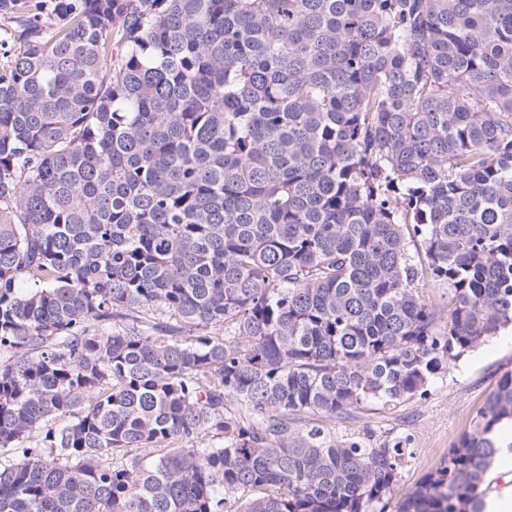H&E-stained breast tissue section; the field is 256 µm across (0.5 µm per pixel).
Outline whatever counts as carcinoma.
Returning <instances> with one entry per match:
<instances>
[{"label": "carcinoma", "mask_w": 512, "mask_h": 512, "mask_svg": "<svg viewBox=\"0 0 512 512\" xmlns=\"http://www.w3.org/2000/svg\"><path fill=\"white\" fill-rule=\"evenodd\" d=\"M509 327L512 0H0V512H385L332 424Z\"/></svg>", "instance_id": "obj_1"}]
</instances>
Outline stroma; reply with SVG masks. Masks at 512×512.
<instances>
[{"instance_id": "stroma-1", "label": "stroma", "mask_w": 512, "mask_h": 512, "mask_svg": "<svg viewBox=\"0 0 512 512\" xmlns=\"http://www.w3.org/2000/svg\"><path fill=\"white\" fill-rule=\"evenodd\" d=\"M510 370L512 333L506 331L460 360L424 397L337 421L336 438L363 443L403 438L410 454L391 495L392 501H399L469 431L500 376Z\"/></svg>"}]
</instances>
